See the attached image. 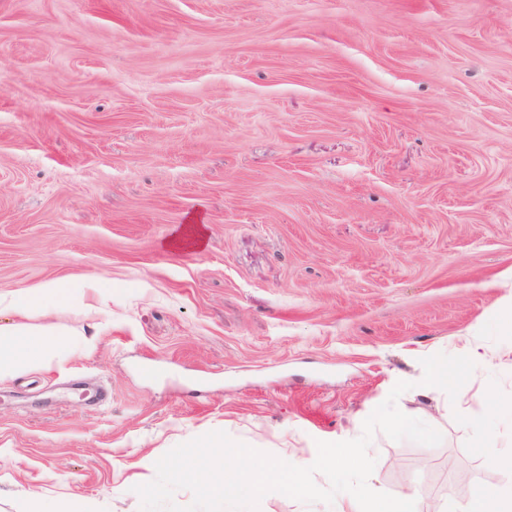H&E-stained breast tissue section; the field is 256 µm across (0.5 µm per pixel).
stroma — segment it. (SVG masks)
<instances>
[{
	"mask_svg": "<svg viewBox=\"0 0 512 512\" xmlns=\"http://www.w3.org/2000/svg\"><path fill=\"white\" fill-rule=\"evenodd\" d=\"M85 276L95 349L0 379V512H141L212 431L311 463L400 381L445 441L375 433L373 490L512 481L420 387L512 308V0H0V293Z\"/></svg>",
	"mask_w": 512,
	"mask_h": 512,
	"instance_id": "stroma-1",
	"label": "stroma"
}]
</instances>
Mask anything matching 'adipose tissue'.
<instances>
[{"label": "adipose tissue", "mask_w": 512, "mask_h": 512, "mask_svg": "<svg viewBox=\"0 0 512 512\" xmlns=\"http://www.w3.org/2000/svg\"><path fill=\"white\" fill-rule=\"evenodd\" d=\"M104 283L98 278H82L68 283L45 281L10 294H0V311L10 313V320L0 321V378L39 368H50L77 350L95 347L97 297ZM78 307L88 323L87 330L70 331L52 323L35 324L36 316L51 308ZM468 373L472 379L492 380L504 365L512 366V340L488 347L470 340L463 347ZM419 491L401 493L395 503L375 497L370 501H340L336 512H422Z\"/></svg>", "instance_id": "obj_1"}]
</instances>
